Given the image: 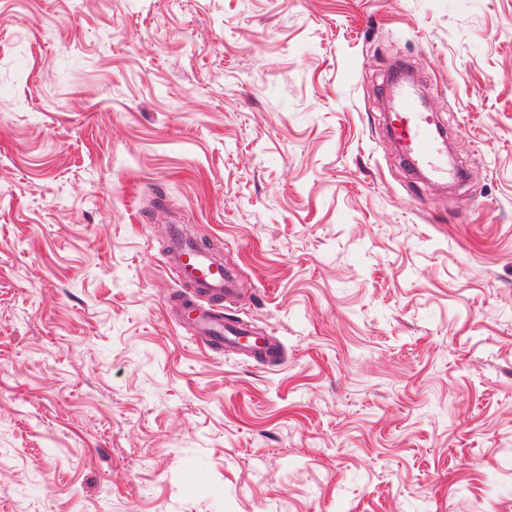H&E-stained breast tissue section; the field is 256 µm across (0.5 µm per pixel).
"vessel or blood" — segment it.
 Returning a JSON list of instances; mask_svg holds the SVG:
<instances>
[{"label": "vessel or blood", "instance_id": "vessel-or-blood-1", "mask_svg": "<svg viewBox=\"0 0 512 512\" xmlns=\"http://www.w3.org/2000/svg\"><path fill=\"white\" fill-rule=\"evenodd\" d=\"M382 96L390 112L392 135L404 160L435 184L444 185L458 178V171L448 166L446 135L435 110L421 101L413 84L387 82ZM164 236L167 270L175 281L193 284L196 291L192 298L171 297L175 322L212 350L237 351L261 364L275 360L278 348L271 339L221 310L222 303L237 290L234 272L186 236L178 225H166Z\"/></svg>", "mask_w": 512, "mask_h": 512}]
</instances>
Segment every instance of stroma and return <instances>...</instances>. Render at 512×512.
<instances>
[{"mask_svg":"<svg viewBox=\"0 0 512 512\" xmlns=\"http://www.w3.org/2000/svg\"><path fill=\"white\" fill-rule=\"evenodd\" d=\"M158 194L279 365L171 322ZM511 501L512 0H0V512ZM390 112L391 132L409 165L427 180L444 185L459 177L448 168L446 134L436 109L425 105L411 82L388 81L382 88Z\"/></svg>","mask_w":512,"mask_h":512,"instance_id":"1","label":"stroma"}]
</instances>
